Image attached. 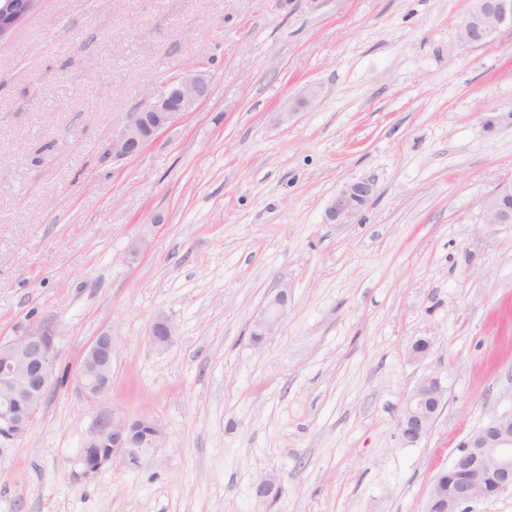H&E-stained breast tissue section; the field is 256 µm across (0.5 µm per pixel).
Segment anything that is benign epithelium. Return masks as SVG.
<instances>
[{
    "label": "benign epithelium",
    "mask_w": 512,
    "mask_h": 512,
    "mask_svg": "<svg viewBox=\"0 0 512 512\" xmlns=\"http://www.w3.org/2000/svg\"><path fill=\"white\" fill-rule=\"evenodd\" d=\"M24 18L10 0L0 3V36ZM512 27V0H476V5L462 19L458 33L462 41L477 47H490L497 34ZM210 93L206 70L195 69L162 84L153 100L126 114L120 130L112 134L108 151L114 159L140 154L159 132L175 125L187 112ZM373 185L367 181L341 186L328 201L325 220L329 224H350L370 202ZM482 210L487 224L512 223V183L501 185L484 199ZM290 291L282 284L275 289L259 318L253 323L254 337L262 341L274 335L287 310ZM176 335L171 319L159 313L151 323L148 336L158 348L169 345ZM56 327L46 321L30 322L13 336L0 341V443H16L37 418L46 395L55 388ZM112 330L96 336L84 350L76 375L84 400L95 401L112 387ZM447 387L435 370L425 374L407 395L397 420V435L406 445H414L431 430L446 407ZM165 431L149 414L136 417L112 416L101 419L83 443L81 461L84 476L91 477L104 466L119 460L136 466L163 447ZM471 462V469L490 468L495 472L498 498L512 493V412L490 418L463 442L461 450L448 465L458 468L461 459ZM261 497L272 499L280 494L278 479L261 478L255 487ZM491 496L469 482L457 497L448 502V512H463L471 504Z\"/></svg>",
    "instance_id": "1"
}]
</instances>
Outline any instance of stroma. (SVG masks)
Returning <instances> with one entry per match:
<instances>
[{
	"mask_svg": "<svg viewBox=\"0 0 512 512\" xmlns=\"http://www.w3.org/2000/svg\"><path fill=\"white\" fill-rule=\"evenodd\" d=\"M471 5L41 0L0 38V338L51 321L65 378L0 444V512H424L467 436L512 411V224L482 210L512 182V27L464 43ZM201 63L209 97L112 159L126 113ZM358 180L367 208L326 223ZM280 284L288 310L253 344ZM107 327L112 388L88 402L75 375ZM433 370L447 407L404 445ZM143 413L164 447L84 478L96 422ZM373 185L367 181L349 182L341 186L328 201L325 220L329 224H350L370 202ZM175 335L176 326L171 319L162 313L157 314L148 330L151 342L158 348H164ZM447 387L438 371L420 378L407 395L397 420V435L405 445H414L431 430L446 407Z\"/></svg>",
	"mask_w": 512,
	"mask_h": 512,
	"instance_id": "35a3bbf8",
	"label": "stroma"
}]
</instances>
